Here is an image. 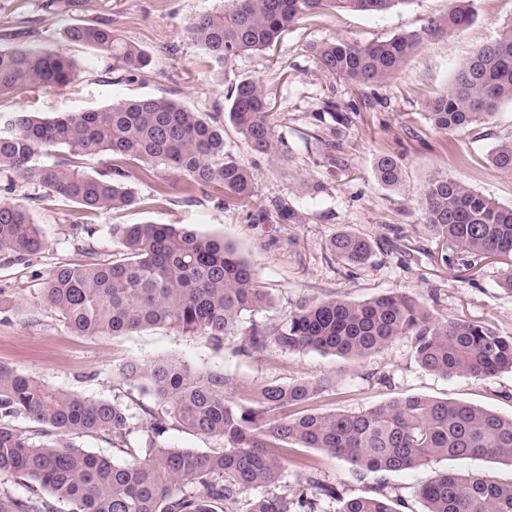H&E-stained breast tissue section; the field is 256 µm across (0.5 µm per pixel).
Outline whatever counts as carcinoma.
<instances>
[{"label": "carcinoma", "mask_w": 512, "mask_h": 512, "mask_svg": "<svg viewBox=\"0 0 512 512\" xmlns=\"http://www.w3.org/2000/svg\"><path fill=\"white\" fill-rule=\"evenodd\" d=\"M410 0H223L219 10L188 26L191 37L222 68L237 57L270 51L291 24L320 10L384 12ZM471 0H452L448 14L422 32L396 35L365 46L331 39L311 45L320 71L354 84L384 82L432 37L457 34L474 20ZM67 39L112 60L119 70H141L149 53L111 28L77 24ZM75 61L50 45L0 47V96L34 92L75 80ZM224 111L250 146L279 154L262 82L242 79L231 87ZM512 101V26L476 48L427 103L428 118L445 133L481 124ZM0 131V179L42 187L78 205L87 215L118 212L136 203L126 184L129 168L175 169L187 183L211 185L245 201L256 195L253 174L224 153V127L165 97L143 96L82 112L42 118L16 112ZM102 156L95 175L48 161L56 150ZM492 165L512 174V139L491 152ZM377 179L397 188L403 171L384 155ZM423 224L455 248L448 263L491 256L511 260L501 285L512 290V207H505L449 176L428 180L421 198ZM297 211L285 202L259 207L254 224H288ZM45 247L29 208L0 201V253L30 255ZM330 252L340 262L362 266L372 252L369 239L339 233ZM86 261L53 269L45 299L74 332L125 336L148 327L175 329L207 341L215 350L241 338L239 350L261 357L315 351L361 358L410 341L419 365L444 377L490 379L512 370V336L461 318L432 316L414 299L387 293L363 302L341 298L304 301L277 324L244 326L245 312L271 300L248 264L227 243L174 224H128L112 259L101 261L93 247ZM122 379L146 392V425L121 400L83 397L0 364V477L21 493L0 491V512H231L251 492L261 496L247 512H323L326 499L338 512H400V500L378 487L373 495L344 499L336 486L300 462L298 489L288 497L271 491L302 448H317L347 460L356 472L412 470L440 459L489 458L512 465V416L458 401L407 396L357 413L308 409L329 396L327 378L289 384L248 382L220 371L196 368L177 358L134 360ZM24 417L52 427L59 439L36 442L6 421ZM181 427L216 439L206 451L178 448L165 440ZM102 436L128 455L123 465L64 441L66 435ZM426 512H512V480L444 471L418 489Z\"/></svg>", "instance_id": "carcinoma-1"}]
</instances>
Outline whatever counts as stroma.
Returning a JSON list of instances; mask_svg holds the SVG:
<instances>
[{"label":"stroma","instance_id":"35a3bbf8","mask_svg":"<svg viewBox=\"0 0 512 512\" xmlns=\"http://www.w3.org/2000/svg\"><path fill=\"white\" fill-rule=\"evenodd\" d=\"M221 0H0V46L50 44L77 61L79 74L66 86L0 98V115L18 111L52 117L142 96H163L224 126V151L254 175L257 199H228L222 187L188 188L174 170L134 171L130 183L138 204L120 212L85 217L62 198L42 199L41 188L23 180L13 191L0 187V200L28 201L46 246L38 254L0 253V363L82 396L120 398L129 407L148 395L125 383L119 365L131 359L176 357L226 371L248 382L322 376L330 395L313 402L316 412L350 413L408 395L464 402L512 415V372L487 380L442 377L415 361L410 343L399 339L359 359L315 351L270 350L265 357L239 351V339L214 350L205 340L167 328L128 336H83L69 329L43 299L48 272L79 262L86 245L110 259L117 226L176 224L232 244L266 288L272 304L245 314L243 323L274 324L300 301L339 297L362 302L389 291L402 292L437 317L465 318L512 335V291L501 288L499 258L470 269L445 262L448 246L423 225L420 198L427 181L452 176L512 207V175L493 167L489 152L512 138V102H503L486 122L455 134L437 130L427 101L449 83L458 62L512 25V0H474L475 21L464 31L428 39L396 77L355 85L323 74L312 43L337 38L367 45L423 30L429 19L447 14L450 0H409L386 13L324 10L284 31L271 53L245 54L226 68L212 64L187 31L189 22L219 7ZM90 22L112 27L150 54V64L127 73L111 60L70 43L65 30ZM260 80L279 139L277 157L251 148L224 110L231 85ZM392 155L403 173L390 188L375 176L379 157ZM321 184L312 192L311 184ZM287 200L298 212L292 224H253L247 214L257 202ZM373 243L367 265L348 271L329 251L340 232ZM321 480L343 496L374 494L386 484L390 497L404 500L403 512H424L419 485L448 470L485 473L507 481L512 466L489 459H442L415 470L356 475L345 459L306 448Z\"/></svg>","mask_w":512,"mask_h":512}]
</instances>
